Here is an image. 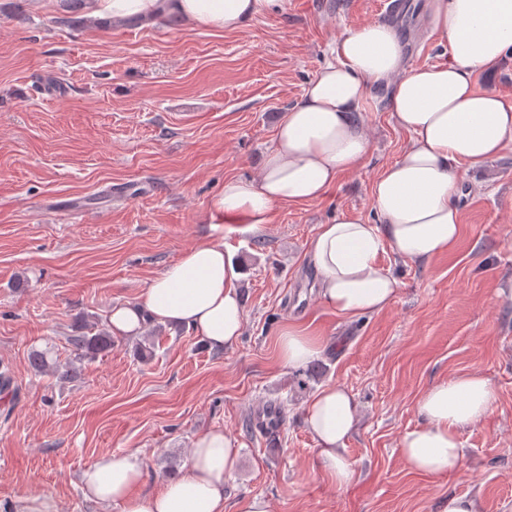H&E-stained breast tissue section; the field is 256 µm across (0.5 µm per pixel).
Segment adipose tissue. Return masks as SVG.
Masks as SVG:
<instances>
[{
	"label": "adipose tissue",
	"instance_id": "1",
	"mask_svg": "<svg viewBox=\"0 0 512 512\" xmlns=\"http://www.w3.org/2000/svg\"><path fill=\"white\" fill-rule=\"evenodd\" d=\"M288 0H85L88 16L154 24L169 18L212 31H235L285 11ZM432 30L448 42L447 59L406 67L393 24L373 22L335 41L332 58L280 121L258 178L229 179L212 197L215 224L269 223L273 209L322 199L343 174L361 167L370 141L354 120L373 87L390 89L386 108L410 136L399 159L373 183L375 221L349 214L319 225L307 256L321 303L346 321L384 311L399 284L381 264L389 251L420 263L449 252L462 225L461 170L476 169L512 151V96L476 85L512 50V0H427ZM241 277L223 244L186 251L150 281L135 303L112 308L113 335L135 336L146 323L184 325L221 351L237 341L244 323ZM323 350L316 337L289 327L279 338L284 366H305ZM491 380L464 372L439 382L417 400L418 426L399 442L407 466L429 476L461 469V430L492 410ZM356 402L329 385L310 398L307 428L326 477L338 488L353 479L346 441ZM238 450L223 431L193 442L188 463L156 490L139 451L106 453L80 475L84 497L101 512H224V480L238 465Z\"/></svg>",
	"mask_w": 512,
	"mask_h": 512
}]
</instances>
